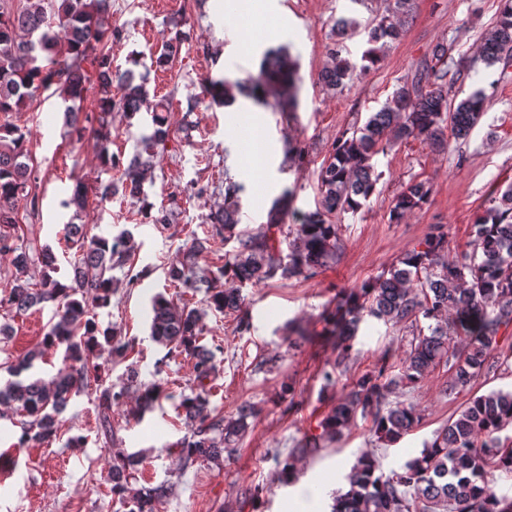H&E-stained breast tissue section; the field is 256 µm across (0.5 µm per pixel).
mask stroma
Returning <instances> with one entry per match:
<instances>
[{"mask_svg":"<svg viewBox=\"0 0 512 512\" xmlns=\"http://www.w3.org/2000/svg\"><path fill=\"white\" fill-rule=\"evenodd\" d=\"M385 6L386 0H288L283 7L269 0L268 12L286 21L245 51L232 0H112L106 24L123 31L122 38L108 45L112 63L147 73L149 90L167 96L170 136L144 183V201L116 196L103 205H89L82 221L113 234L127 229L134 235L133 267L141 278L131 286L124 270H113L112 305L101 311L99 322L136 338L131 359L141 381L162 384L167 397L139 422L132 417L135 398L114 407L110 442L98 429L94 396L87 390L73 397L62 414L55 440L16 448L20 426L0 420V451L14 448L17 459L13 469L0 471V512H124L109 482L112 454L119 449L144 455L136 486L174 483V495L159 500L156 512H331L333 498L359 456L374 455L386 473L400 468L473 397L512 389L511 368L447 395L443 389L451 373L437 366L418 383L400 384L392 395L414 405L422 416L420 425L400 441L385 445L371 432L370 420L360 417L341 437L324 442L318 455L299 462L294 483L283 484L279 477L276 456L317 433L319 421L348 392L353 378L380 364L397 375L412 340L405 325L366 319L353 341L348 371L325 386L322 373L332 368L337 348L335 338L325 332L323 316L334 308L337 294L389 269L438 227L451 252H474L476 212L512 183V66L490 90L488 110L467 140L451 143L445 151L419 140L399 142L374 157L377 191L358 214L339 216L340 248L315 276L243 285L245 301L238 314L210 308L204 291H183L167 278L169 266L182 260L196 238L208 239L210 245L195 268L196 279H210L223 266L229 246L205 217L223 207L225 181L244 187L240 230H259L273 199L286 189L294 194L286 225L301 224L319 199V172L336 138L378 110L400 81L430 60L437 42L447 43L460 69L449 96L461 98L486 86L480 49L497 19L500 0H414L402 38L386 49L380 67L357 75L343 91L322 89L317 75L327 64L336 17L346 15L359 23L345 38L357 64L365 48L363 28L384 15ZM180 14L185 17L181 55L167 67H152L170 20ZM277 45L289 46L299 66L302 84L295 115L260 108L244 98L228 107L202 99L204 76L235 80L257 74L263 51ZM64 109L61 98L42 95L16 118L30 132L40 185L37 209L20 207L19 223L29 241L53 251L62 280L70 274L74 253L61 233L72 213L59 202L76 182L91 187L101 175L95 140L87 135L78 142L67 136ZM110 121L113 154L131 157L149 131V115L143 112L130 120L116 112ZM256 140L267 148L258 169L247 160ZM292 146L304 148V160L288 156ZM413 180L431 183L430 203L401 223H390L395 195ZM147 205L166 209L167 224L146 223L142 210ZM157 294L205 312L203 342L216 349L218 364L212 407L228 419L246 403L258 410L236 455L182 474L176 455L190 429L177 405L190 391L193 364L182 356L168 357L165 348L150 340V300ZM52 314L49 305L22 314L0 309V322L13 330L0 341V362L34 349ZM242 317L250 322L244 334L236 331ZM74 433L87 436L86 447H66ZM249 488L258 489L257 498L246 499Z\"/></svg>","mask_w":512,"mask_h":512,"instance_id":"35a3bbf8","label":"stroma"}]
</instances>
